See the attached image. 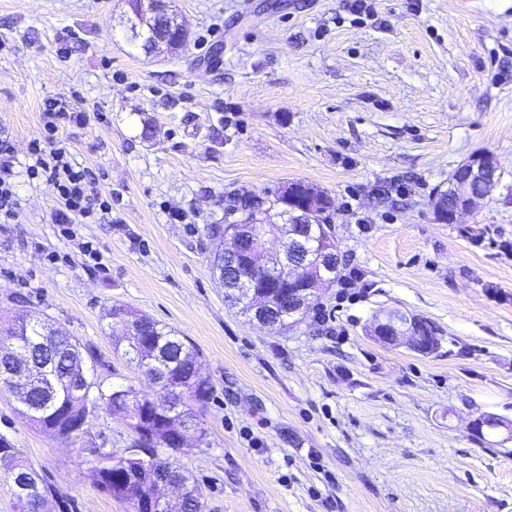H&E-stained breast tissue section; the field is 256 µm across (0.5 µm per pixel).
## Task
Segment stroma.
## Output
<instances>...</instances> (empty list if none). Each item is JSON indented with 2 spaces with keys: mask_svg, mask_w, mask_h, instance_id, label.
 <instances>
[{
  "mask_svg": "<svg viewBox=\"0 0 512 512\" xmlns=\"http://www.w3.org/2000/svg\"><path fill=\"white\" fill-rule=\"evenodd\" d=\"M183 48L126 36L127 0H0V134L13 146L18 221L0 223V322L48 319L92 348L102 387L151 385L113 348L131 308L198 349L215 387L192 404L203 446L164 451L204 512H512V0H176ZM73 158L112 193V221L53 222L57 192L29 181L47 100ZM501 181L457 223L437 188L472 154ZM293 180L327 191L341 277L285 329L224 301L205 227L230 193L269 201ZM91 244L98 260L84 255ZM387 309L432 322L438 354L386 345ZM0 434L51 485L45 512H132L100 493L86 450L131 430L97 406L65 441L0 395Z\"/></svg>",
  "mask_w": 512,
  "mask_h": 512,
  "instance_id": "1",
  "label": "stroma"
}]
</instances>
